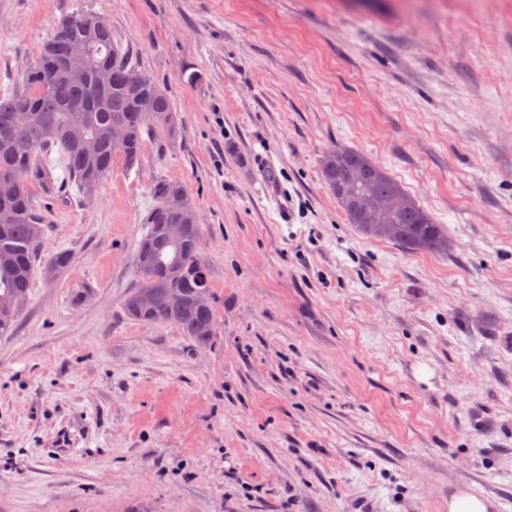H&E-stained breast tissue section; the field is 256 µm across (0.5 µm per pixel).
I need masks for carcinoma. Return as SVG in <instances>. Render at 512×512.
Returning a JSON list of instances; mask_svg holds the SVG:
<instances>
[{
  "label": "carcinoma",
  "instance_id": "obj_1",
  "mask_svg": "<svg viewBox=\"0 0 512 512\" xmlns=\"http://www.w3.org/2000/svg\"><path fill=\"white\" fill-rule=\"evenodd\" d=\"M123 134L118 143L114 131ZM178 120L170 94L132 60L112 37V24L101 16L78 11L61 20L41 45L36 64L22 85L0 95V335L8 333L20 308L15 297L31 288L37 247L49 214L35 205V189L47 197L72 184L90 197L123 161L133 166L142 154L143 134L176 136ZM59 147L66 176L56 182L48 154ZM355 169L367 172L358 191L373 206L365 218L342 196H336L350 223L365 236L388 240L407 252L448 253L441 225L366 155L346 148L328 153L323 172L332 191L347 183ZM154 205L139 242L136 267L140 281L124 301L136 321L174 325L198 344L216 333L213 304L197 297L211 293L210 273L194 259L202 229L197 209L179 181L157 179ZM183 224L178 241L165 225ZM170 290L179 296L164 309L153 298Z\"/></svg>",
  "mask_w": 512,
  "mask_h": 512
}]
</instances>
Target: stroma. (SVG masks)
Instances as JSON below:
<instances>
[{
	"label": "stroma",
	"mask_w": 512,
	"mask_h": 512,
	"mask_svg": "<svg viewBox=\"0 0 512 512\" xmlns=\"http://www.w3.org/2000/svg\"><path fill=\"white\" fill-rule=\"evenodd\" d=\"M80 10L179 131L94 199L35 198L42 258L71 262L0 335V512H512V0H0V94ZM339 146L447 253L361 235L323 178ZM161 176L200 215L205 345L124 311ZM448 512H488V504L481 498L462 491L449 498Z\"/></svg>",
	"instance_id": "35a3bbf8"
}]
</instances>
